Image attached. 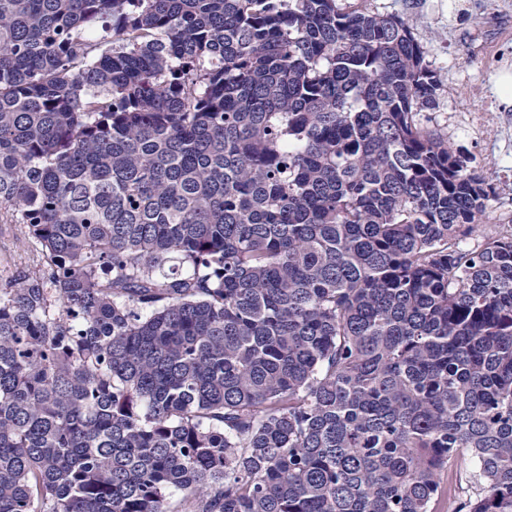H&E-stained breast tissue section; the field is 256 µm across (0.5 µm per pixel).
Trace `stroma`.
Returning a JSON list of instances; mask_svg holds the SVG:
<instances>
[{
    "instance_id": "1",
    "label": "stroma",
    "mask_w": 512,
    "mask_h": 512,
    "mask_svg": "<svg viewBox=\"0 0 512 512\" xmlns=\"http://www.w3.org/2000/svg\"><path fill=\"white\" fill-rule=\"evenodd\" d=\"M382 14L414 25L431 69L444 78L438 108L428 126L441 134L472 166L490 173L496 194L484 221L486 230L512 225V102L499 98L496 80L512 72V0H358ZM495 65H487L489 54ZM497 106L501 133L488 141L464 125V115Z\"/></svg>"
}]
</instances>
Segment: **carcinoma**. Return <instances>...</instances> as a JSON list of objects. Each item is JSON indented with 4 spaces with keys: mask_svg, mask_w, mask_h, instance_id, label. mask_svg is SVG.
I'll return each instance as SVG.
<instances>
[{
    "mask_svg": "<svg viewBox=\"0 0 512 512\" xmlns=\"http://www.w3.org/2000/svg\"><path fill=\"white\" fill-rule=\"evenodd\" d=\"M441 86L339 0H0V512H512V233ZM15 224L0 223V277H7L15 270V264L29 263L32 243H24Z\"/></svg>",
    "mask_w": 512,
    "mask_h": 512,
    "instance_id": "carcinoma-1",
    "label": "carcinoma"
}]
</instances>
